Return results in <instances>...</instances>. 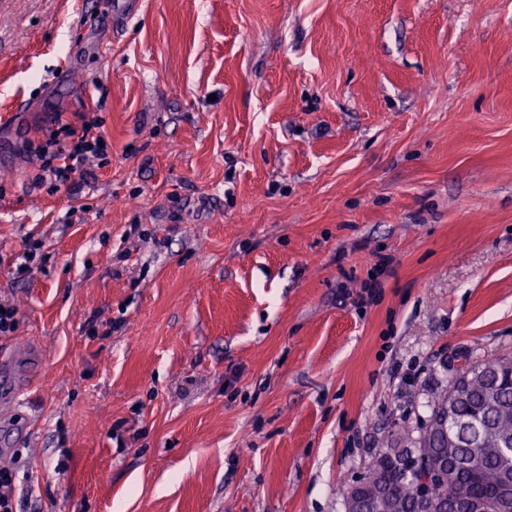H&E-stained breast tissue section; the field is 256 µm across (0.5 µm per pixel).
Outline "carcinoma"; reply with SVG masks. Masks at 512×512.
Returning <instances> with one entry per match:
<instances>
[{
  "label": "carcinoma",
  "mask_w": 512,
  "mask_h": 512,
  "mask_svg": "<svg viewBox=\"0 0 512 512\" xmlns=\"http://www.w3.org/2000/svg\"><path fill=\"white\" fill-rule=\"evenodd\" d=\"M469 374L452 376L449 385L431 400V413L417 446L403 448L419 464L454 467V478L430 485L428 494L438 512H465L451 497V486L466 488L471 499H491L501 477L512 472V358L494 362L466 359ZM393 442L376 449L361 476V499L369 512H416V480L397 466ZM391 498L380 500L381 485Z\"/></svg>",
  "instance_id": "1"
}]
</instances>
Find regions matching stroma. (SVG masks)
Returning <instances> with one entry per match:
<instances>
[{"instance_id":"1","label":"stroma","mask_w":512,"mask_h":512,"mask_svg":"<svg viewBox=\"0 0 512 512\" xmlns=\"http://www.w3.org/2000/svg\"><path fill=\"white\" fill-rule=\"evenodd\" d=\"M138 2L0 0L15 508L345 512L448 364L512 356V0ZM54 112L111 145L76 196L33 181Z\"/></svg>"}]
</instances>
